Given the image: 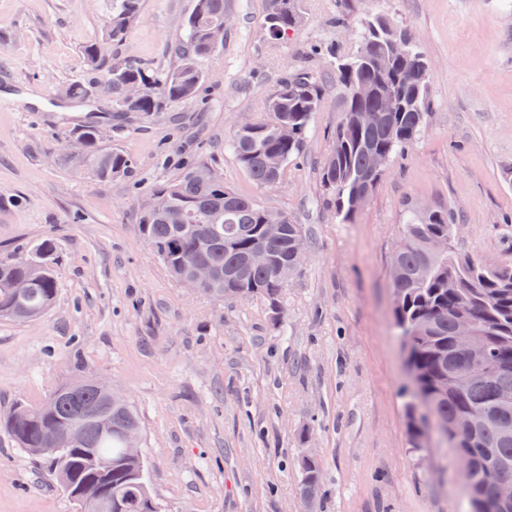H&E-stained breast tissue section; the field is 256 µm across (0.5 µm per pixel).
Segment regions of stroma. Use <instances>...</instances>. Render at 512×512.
<instances>
[{"label": "stroma", "instance_id": "stroma-1", "mask_svg": "<svg viewBox=\"0 0 512 512\" xmlns=\"http://www.w3.org/2000/svg\"><path fill=\"white\" fill-rule=\"evenodd\" d=\"M195 3L142 0L141 22L110 56L174 67ZM109 4L0 0V257L46 236L59 256L52 309L34 322L0 320V413L19 399L40 404L79 369L111 381L139 412L165 512H305L306 452L328 489L318 512H469L458 456L437 440L419 454L407 446L410 377L388 270L410 206L456 208L462 251L512 257L499 227L512 212V0H301L303 20L283 39L264 25L268 0H224V40L203 63L196 100L147 117L58 99L91 81L82 51L103 37ZM367 11L420 43L433 65L429 112L422 137L345 223L320 181L343 114L316 50L352 52ZM303 70L322 82L321 107L301 155L276 185L257 187L227 141ZM90 122L105 131L100 149L135 159L128 177L101 181L73 162L66 142ZM196 160L302 225L311 251L278 309L184 288L141 240L149 188ZM0 512H75L1 434Z\"/></svg>", "mask_w": 512, "mask_h": 512}]
</instances>
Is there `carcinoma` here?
<instances>
[{"instance_id": "1", "label": "carcinoma", "mask_w": 512, "mask_h": 512, "mask_svg": "<svg viewBox=\"0 0 512 512\" xmlns=\"http://www.w3.org/2000/svg\"><path fill=\"white\" fill-rule=\"evenodd\" d=\"M141 14L142 0H112L105 36L83 49L87 71L112 77V109L117 112L149 115L194 101L205 78L200 63L215 51L206 32L226 21L224 0H196L185 34L173 48L179 63L168 70L149 63L109 60L108 45L122 41ZM380 18L376 13L361 20L357 50L326 52L335 60L343 119L336 127L320 180L336 215L347 223L359 212L357 195L369 168V147L380 149L388 162L404 153L422 134L429 108V81L415 75V64L423 59L420 47L412 40L405 55L392 53ZM301 20L299 0H268L265 23L273 37L298 27ZM361 83L376 86L393 102V110L374 128L359 121V110L377 104L373 98H355L354 88ZM128 84L146 86L148 94L125 102L122 91ZM321 98L316 76L307 72L286 76L267 99L266 117L254 121L248 131H233L231 148L236 160L258 186H274L288 163L299 156ZM79 136L84 152L75 161L94 177L112 180L133 172L129 155L99 148L102 132L98 126H84ZM274 157L280 159L277 167L271 163ZM201 168L212 172V180L195 177ZM157 193L165 194L172 208L186 213V218L178 221L169 214L155 213L146 199L139 209V233L174 279L185 274L180 256L191 252L218 275L200 293L221 300L279 302L288 281L300 269L291 247L295 235L303 232L302 225L283 215L282 237L269 245L276 268H254L245 263V256L261 239L271 210L224 183V175L205 162L186 165L175 179L150 191ZM457 223L458 212L448 207L411 211L399 226L390 260L395 271L391 281L395 327L407 347L427 412L447 421L450 431L460 422L468 423V430L453 442L454 451L469 462L470 496L476 512H490L492 490L483 482L485 468L502 465L512 480V259L487 262L461 252L452 238ZM438 237L448 239L447 252H432V240ZM25 254L32 263L0 258V317L32 322L58 296V256L50 238L32 243ZM19 279L27 281L29 288L17 296L11 283ZM468 316L486 343V360L502 370L467 378L470 359L457 321ZM445 379L446 392L442 390ZM405 409L408 445L418 453L422 417L417 415L415 396H410ZM80 420L83 442L75 448L51 446L55 431ZM130 429H141V419L124 395L75 394L68 383L57 386L38 406L16 403L0 419V430L39 463L49 484L65 492L77 512H106L100 499L82 496L87 486L101 488L111 497V512H162L147 486L145 458L132 460L124 453L120 436ZM298 466L301 496L313 508L325 494L321 465L315 456L303 454Z\"/></svg>"}]
</instances>
